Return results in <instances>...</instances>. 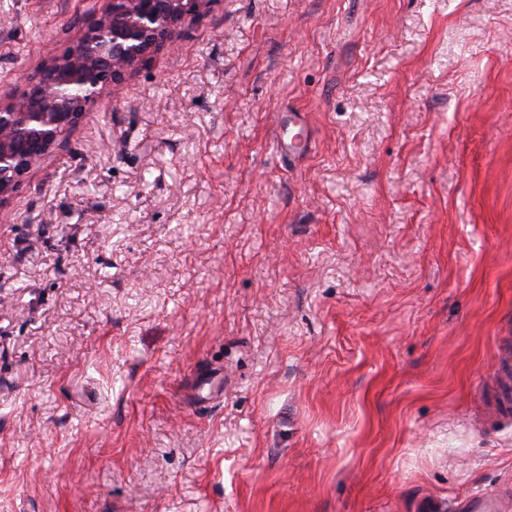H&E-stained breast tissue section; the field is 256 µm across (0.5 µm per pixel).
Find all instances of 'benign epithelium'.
<instances>
[{
    "mask_svg": "<svg viewBox=\"0 0 512 512\" xmlns=\"http://www.w3.org/2000/svg\"><path fill=\"white\" fill-rule=\"evenodd\" d=\"M208 2L110 0L71 46L43 61L21 94L0 101V208L103 94Z\"/></svg>",
    "mask_w": 512,
    "mask_h": 512,
    "instance_id": "1",
    "label": "benign epithelium"
}]
</instances>
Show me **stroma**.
Returning a JSON list of instances; mask_svg holds the SVG:
<instances>
[{"label": "stroma", "mask_w": 512, "mask_h": 512, "mask_svg": "<svg viewBox=\"0 0 512 512\" xmlns=\"http://www.w3.org/2000/svg\"><path fill=\"white\" fill-rule=\"evenodd\" d=\"M108 2L0 0V100ZM6 209L0 512H454L512 480V411L478 425L512 0H210ZM299 128L300 130L288 138V130L281 129L277 136L276 146L278 151L282 153H290V154H302L308 150L309 146V136L305 123L298 115H295L291 120L289 127ZM299 138H296V136Z\"/></svg>", "instance_id": "35a3bbf8"}]
</instances>
